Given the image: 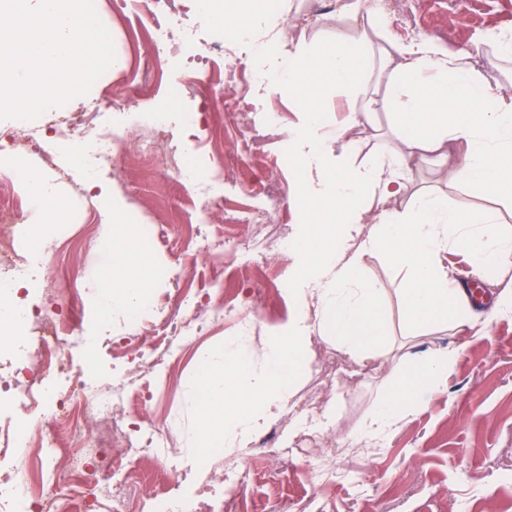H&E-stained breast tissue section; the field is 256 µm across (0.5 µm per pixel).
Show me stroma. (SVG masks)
<instances>
[{"instance_id":"35a3bbf8","label":"stroma","mask_w":512,"mask_h":512,"mask_svg":"<svg viewBox=\"0 0 512 512\" xmlns=\"http://www.w3.org/2000/svg\"><path fill=\"white\" fill-rule=\"evenodd\" d=\"M147 2L99 0L98 15L116 54L125 59L124 68L106 71L87 95L65 103L63 111L41 114L32 124L51 132L68 117L79 116L91 127L121 133V106L127 103L161 112L164 124L157 149L146 157H123L119 178L102 176V189L93 198L68 165L72 141L53 142L52 171L69 206L50 232L70 246L52 264L32 260L30 282L68 277L79 292L71 299L33 291L27 301L75 321L91 346L88 355L65 352L71 372H89L101 386L145 389V396L130 408V420L164 429L179 461L176 472L154 475L145 489L150 492L165 483L191 500L199 484H216L225 467L240 460L236 454L218 453L200 461L188 451L198 416L187 399L185 380L195 370L196 352L202 347L218 350L237 340L253 366L264 367L271 336L292 313V260L278 241L282 232L295 235L304 225L300 210L289 203L296 191L292 166L279 161L290 151L285 136L243 144L230 101L243 97L252 111L278 113L282 128L298 124L300 115L288 98L257 89L248 78L247 60H240L238 77L230 81L222 55L210 54L203 63L185 52L188 39L199 44L225 40L222 30L204 22L196 0H183L181 25L163 61L162 81L142 86L138 72L152 49ZM363 21L370 28L384 24L398 41L428 42L454 60L473 63L491 92L512 91V54L503 51L512 45V0H481L473 17L458 0H392L386 16L368 11ZM284 23L317 44L347 36L353 25L351 18L338 16L337 0H292ZM176 74L193 82L191 95L171 93L169 82ZM394 124L393 115L379 111L372 123L352 127L349 137L362 153H384L394 141ZM173 146L183 164L196 170L195 178L169 176L166 154ZM411 177L412 189L446 196L453 210L490 213L499 230L512 235V193L488 196L477 187L448 180L429 162L416 165ZM268 178L277 183L280 202L288 207L287 224L274 218L258 228L225 223V212L261 206L262 182ZM201 186L222 200V212L198 213L191 199ZM107 204L123 208L130 223L165 229L150 252L157 284L150 304L134 320L117 315L108 325L82 289L103 261L97 243ZM222 233L236 235L242 249L199 250L202 238ZM446 262L449 279L473 290L482 307L471 332L432 323L412 327L401 305L403 273L385 251L364 256L363 274L380 290L384 355L359 361L334 342L313 338L292 403H315L323 425L298 435L289 414L268 423L277 436L274 452L287 456L288 465L266 468L246 490L248 505L260 512H512V312L494 308L498 292L512 286V268L475 271L459 250L449 252ZM258 288L265 292V306L245 335L241 318L255 311L253 292ZM221 294L236 301L234 313L224 321L179 336L171 331L174 314L204 307ZM439 348L458 352L447 375L413 393L408 410L388 435L364 444L356 431L375 405L400 386L401 357ZM318 464L332 470L329 483H321L315 474Z\"/></svg>"}]
</instances>
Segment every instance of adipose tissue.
I'll return each mask as SVG.
<instances>
[{
  "label": "adipose tissue",
  "mask_w": 512,
  "mask_h": 512,
  "mask_svg": "<svg viewBox=\"0 0 512 512\" xmlns=\"http://www.w3.org/2000/svg\"><path fill=\"white\" fill-rule=\"evenodd\" d=\"M198 10L207 23L244 43L252 67L261 74L260 88L288 95L300 112L299 123L286 135L306 223L302 234L288 240V252L296 259L290 291L294 313L270 343L265 367L254 370L231 343L197 355L187 384L200 416L191 452L200 458L209 448H245L280 416L295 392L313 335L335 340L356 359L380 356L385 322L377 307L379 290L360 272L368 252L387 251L394 266L408 275L401 304L410 324L450 321L463 329L476 321L468 292L448 281L446 254L458 247L478 269L503 268L512 264V235L500 234L491 215L449 209L444 197L431 192L416 194L404 209L390 203L408 191L409 163L424 158L486 194L511 190L512 94L500 95L497 107H489L488 90L469 64L448 60L424 42L387 39L378 78L384 93L367 99L350 119L367 122L378 110L393 112L395 144L388 160L372 156L359 161L346 127L323 131L321 112L330 91L357 92L373 44L370 30L362 27L349 39L314 46L280 28L277 18L260 17L254 4L198 0ZM260 22L284 43L277 59H268L257 44ZM454 141L466 142L467 152L452 166L448 145ZM19 172L30 200L31 244L37 251L47 225L61 218L64 200L39 164H23ZM102 224L100 248L107 262L85 286L107 323L114 314L146 307L153 278L149 256L134 246L136 227L115 209L104 211ZM361 224L369 231L359 240L353 232ZM454 359V352L439 350L403 361L401 389L376 406L359 436L374 439L389 432L406 412L411 394L442 379Z\"/></svg>",
  "instance_id": "ef3b65f1"
}]
</instances>
